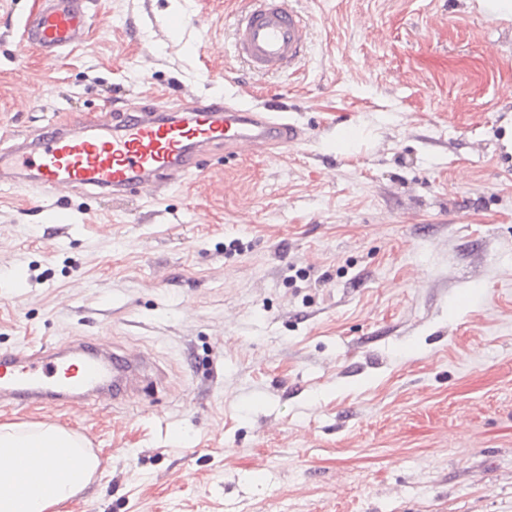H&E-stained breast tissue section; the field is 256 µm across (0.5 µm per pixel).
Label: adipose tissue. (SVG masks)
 <instances>
[{
    "label": "adipose tissue",
    "mask_w": 512,
    "mask_h": 512,
    "mask_svg": "<svg viewBox=\"0 0 512 512\" xmlns=\"http://www.w3.org/2000/svg\"><path fill=\"white\" fill-rule=\"evenodd\" d=\"M99 466L75 431L51 422L0 424V512H61Z\"/></svg>",
    "instance_id": "1"
}]
</instances>
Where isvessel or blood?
Returning <instances> with one entry per match:
<instances>
[{"instance_id": "obj_1", "label": "vessel or blood", "mask_w": 512, "mask_h": 512, "mask_svg": "<svg viewBox=\"0 0 512 512\" xmlns=\"http://www.w3.org/2000/svg\"><path fill=\"white\" fill-rule=\"evenodd\" d=\"M86 27L85 0H41L24 22L22 42L53 62L83 43ZM233 37L251 70L268 74L292 68L306 55L311 25L288 0H249ZM299 138V128L274 110L216 100L118 109L111 121L94 128L53 125L38 139L0 152V186H33L50 194L75 186L93 196L121 197L181 182L210 148L286 146ZM150 370L147 359L83 344L0 351V400L65 405L109 397L119 402Z\"/></svg>"}]
</instances>
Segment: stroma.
I'll use <instances>...</instances> for the list:
<instances>
[{"label":"stroma","instance_id":"1","mask_svg":"<svg viewBox=\"0 0 512 512\" xmlns=\"http://www.w3.org/2000/svg\"><path fill=\"white\" fill-rule=\"evenodd\" d=\"M0 0V149L113 106L285 109L160 200L0 188V350L115 346L124 408L0 403L100 457L62 512H512V19L475 0H291L296 70L232 47L246 0H86L84 48ZM192 22L179 26L183 16Z\"/></svg>","mask_w":512,"mask_h":512}]
</instances>
